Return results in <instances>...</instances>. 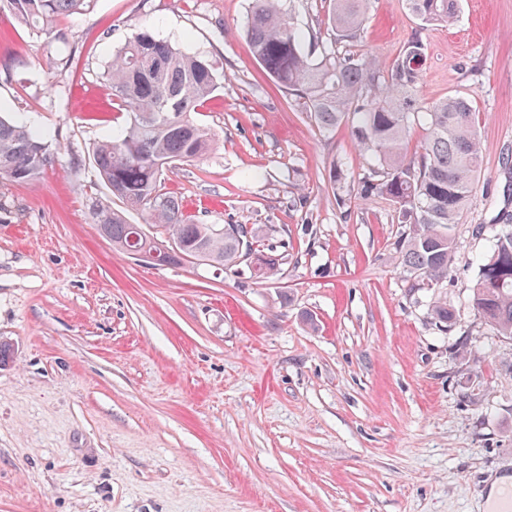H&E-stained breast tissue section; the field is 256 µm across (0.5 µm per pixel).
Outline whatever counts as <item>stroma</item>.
Here are the masks:
<instances>
[{"instance_id":"stroma-1","label":"stroma","mask_w":512,"mask_h":512,"mask_svg":"<svg viewBox=\"0 0 512 512\" xmlns=\"http://www.w3.org/2000/svg\"><path fill=\"white\" fill-rule=\"evenodd\" d=\"M249 7L89 0L48 33L0 12V114L54 154L0 183V512H485L487 480L512 474V337L470 301L512 214V0H459L423 34L421 96L469 99L482 166L447 280L413 290L393 205L329 183L332 160L360 176L371 153L272 82ZM328 8L293 0L303 37L331 41ZM415 27L404 0H372L346 51L388 67ZM141 31L221 78L195 114L216 146L166 166L163 190L202 223L261 227L277 276L157 267L93 224V201L123 204L92 150L129 122L100 73ZM439 298L451 327L430 315Z\"/></svg>"}]
</instances>
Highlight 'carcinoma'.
<instances>
[{
	"instance_id": "obj_1",
	"label": "carcinoma",
	"mask_w": 512,
	"mask_h": 512,
	"mask_svg": "<svg viewBox=\"0 0 512 512\" xmlns=\"http://www.w3.org/2000/svg\"><path fill=\"white\" fill-rule=\"evenodd\" d=\"M85 2L0 0V9L48 31L59 17L78 12ZM370 2L331 0L328 21L334 46L315 36L306 51L282 0H251L247 39L255 59L280 88L302 100L320 132L330 134L344 125L358 146L372 153L375 164L356 181L333 162L331 184L338 193L375 194L392 202L404 225L398 241L403 269L433 285L448 278L454 254L451 231L480 169L476 113L468 98L449 95L426 103L419 94L426 58L421 32L454 22L458 0H405L419 21L418 29L385 69L369 58L335 50L361 39ZM101 78L130 114L124 135L101 142L93 151L111 194L128 211H148L152 222L180 240L188 255L200 252L228 269L254 252L258 277L276 275L283 256L274 247L260 250L254 247L255 236L249 241L224 231L222 224L201 223L184 213L177 197L161 190L164 166L197 159L217 144L216 135L192 117L217 89L213 64L140 32L113 54ZM421 121L427 125L426 140L412 152L411 130ZM52 162L41 137L0 115V179L33 180ZM92 221L116 249L127 252L134 225L123 212L96 203ZM499 224L501 231L493 235L480 261L471 302L486 325L511 337L512 216ZM431 314L441 325L454 319L442 300L433 303Z\"/></svg>"
}]
</instances>
